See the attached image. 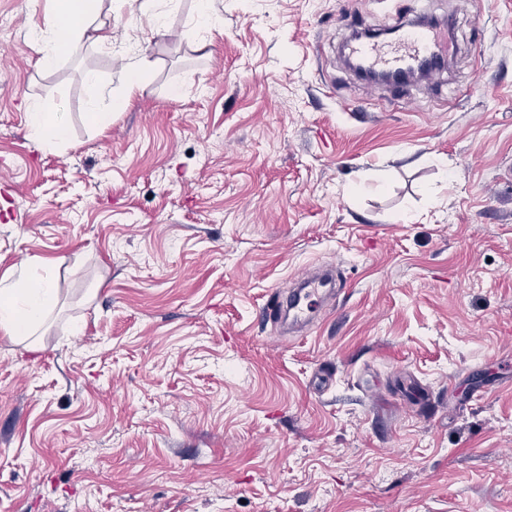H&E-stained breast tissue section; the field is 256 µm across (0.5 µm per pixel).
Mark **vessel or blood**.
I'll return each mask as SVG.
<instances>
[{"instance_id": "1", "label": "vessel or blood", "mask_w": 512, "mask_h": 512, "mask_svg": "<svg viewBox=\"0 0 512 512\" xmlns=\"http://www.w3.org/2000/svg\"><path fill=\"white\" fill-rule=\"evenodd\" d=\"M448 31L439 25L406 24L399 39L384 43L375 39L349 41L345 49L351 60L376 73H397L409 66L424 63L429 73H436L446 63L444 52ZM333 280L331 270L325 269L302 278L289 292L273 290L266 302L269 314L287 313L293 324L310 321L312 313L328 294Z\"/></svg>"}]
</instances>
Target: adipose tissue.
<instances>
[{
    "mask_svg": "<svg viewBox=\"0 0 512 512\" xmlns=\"http://www.w3.org/2000/svg\"><path fill=\"white\" fill-rule=\"evenodd\" d=\"M103 0H58L50 23L37 32L42 46V63L50 67L88 33L103 31ZM29 130L47 150L63 147L68 129L58 113L47 111L40 103L28 107ZM57 304L56 292L49 277L27 276L9 287H0V334L24 343L29 353L41 350L39 330Z\"/></svg>",
    "mask_w": 512,
    "mask_h": 512,
    "instance_id": "adipose-tissue-1",
    "label": "adipose tissue"
}]
</instances>
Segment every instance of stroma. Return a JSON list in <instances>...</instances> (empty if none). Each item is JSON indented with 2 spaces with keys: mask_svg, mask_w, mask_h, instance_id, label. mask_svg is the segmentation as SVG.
I'll list each match as a JSON object with an SVG mask.
<instances>
[{
  "mask_svg": "<svg viewBox=\"0 0 512 512\" xmlns=\"http://www.w3.org/2000/svg\"><path fill=\"white\" fill-rule=\"evenodd\" d=\"M55 6L0 0V276L57 293L37 357L0 335V512H512V0H175L153 35L130 0L47 68ZM423 13L451 73L342 62ZM329 265L282 337L267 293ZM124 72L126 74L125 94H128L135 89L142 88L146 80L147 64L135 55L128 56L124 65ZM85 82L92 92L91 98L88 103V118L95 125L105 124L110 116V112H104L101 107V100L103 98V87L99 74L95 70H87L85 72ZM28 119L30 134L47 150H57L67 143V124L57 112H48L34 101L28 106Z\"/></svg>",
  "mask_w": 512,
  "mask_h": 512,
  "instance_id": "obj_1",
  "label": "stroma"
}]
</instances>
